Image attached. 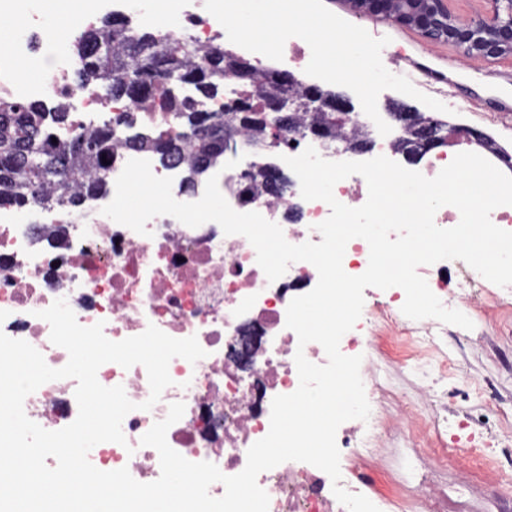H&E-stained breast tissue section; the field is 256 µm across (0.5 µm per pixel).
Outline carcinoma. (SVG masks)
<instances>
[{"label":"carcinoma","mask_w":512,"mask_h":512,"mask_svg":"<svg viewBox=\"0 0 512 512\" xmlns=\"http://www.w3.org/2000/svg\"><path fill=\"white\" fill-rule=\"evenodd\" d=\"M80 57L78 85L95 87L113 98L132 101L150 99L174 112L179 126L197 122L198 98H210L223 86L226 51H200L190 39L165 50L157 49L152 33L140 32L104 18L77 39ZM45 109L33 103L15 105L0 98V195L13 201L47 198L61 204L81 202L83 189L99 188L94 163L111 155L112 136L125 127V143L152 150L161 162L187 153L188 168L183 185L197 186L201 175L224 158V130L206 128L192 139L179 132L177 138L163 133L130 132L133 121L119 117L104 128L74 135L69 143L56 144L44 135Z\"/></svg>","instance_id":"carcinoma-1"}]
</instances>
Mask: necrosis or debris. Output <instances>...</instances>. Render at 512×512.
Listing matches in <instances>:
<instances>
[{
  "mask_svg": "<svg viewBox=\"0 0 512 512\" xmlns=\"http://www.w3.org/2000/svg\"><path fill=\"white\" fill-rule=\"evenodd\" d=\"M103 16L149 29L164 46L185 37L203 49L224 41V28L202 12L200 0H170L162 14L152 12L144 0H81L78 14L67 22V36ZM0 23L13 30L0 47V96L38 102L50 111L65 110L68 125L50 127V137L66 141L76 131L100 128L123 115L133 116L140 126L178 132L173 113L75 85L71 73L79 60L66 51V36L46 24L44 9L35 0H0ZM131 159L149 160L154 175L172 178L176 200L202 197L203 188L183 187V165L163 167L154 152L116 142L111 165L96 172L99 188L85 193L80 206L35 200L23 206L0 205V331L30 343L55 369L65 366L69 356L51 343L50 326L38 313L61 298L80 325L102 324L112 341L142 334L151 325L174 338L197 337L205 357L194 364L173 358L168 367L172 384L147 411L140 407L150 396L142 365L126 369L109 362L98 369L100 384L123 386L138 408L122 422L125 444H97L88 458L97 469L125 467L137 481H155L161 473L159 454L140 440L167 416L170 404L181 402L185 412L167 432L170 447L189 461H209L225 475L238 474L250 446L269 431L273 398L293 393L299 385L296 352L318 365L327 362L319 343L299 346L296 333L286 326L290 301L315 287L318 272L311 263L299 261L278 280L268 281L248 239L224 234L214 222L191 228L173 217L157 216L148 222L145 236L116 223L102 209L113 200L115 181ZM219 189L234 210L256 211L277 223L288 242H321L316 226L331 213L327 203L304 200L298 193L276 198L263 192L244 202L234 173L225 174ZM293 205L298 208L294 219L289 216ZM417 272L445 307L467 315L482 307L486 297L501 301L512 296L511 288L489 287L460 260L422 265ZM404 301L398 287L372 295L340 341L344 355L373 353L362 375L370 416L346 421L337 430L340 484L355 494L372 490L377 506L386 502L404 512H446L433 472L449 460L470 456L471 448L449 436L447 422L429 424L424 409L436 399L430 386H420L419 403L403 410L395 426L407 447L427 455L430 472L406 481L386 470L376 452L383 428L382 367L426 366L448 359L451 325L406 317L401 311ZM246 324L260 330L262 342L251 366L243 369L232 351ZM76 387L71 378L45 383L26 398V415L49 431L66 427L78 415ZM257 481L269 496V512H346L329 476L311 464L287 461L260 473Z\"/></svg>",
  "mask_w": 512,
  "mask_h": 512,
  "instance_id": "necrosis-or-debris-1",
  "label": "necrosis or debris"
}]
</instances>
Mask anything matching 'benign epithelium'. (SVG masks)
Returning <instances> with one entry per match:
<instances>
[{"label": "benign epithelium", "mask_w": 512, "mask_h": 512, "mask_svg": "<svg viewBox=\"0 0 512 512\" xmlns=\"http://www.w3.org/2000/svg\"><path fill=\"white\" fill-rule=\"evenodd\" d=\"M492 3L493 11L489 18L471 19L451 12L448 0H348L351 9L359 14L382 16L417 30L432 42L454 43L469 58L511 57L512 0H492ZM224 79L232 84L247 81L251 97L262 105V111L269 113L265 124L269 128L270 140L255 141L254 149L257 151L270 152L284 140L299 143L311 139L325 143L331 138L320 121L326 112L332 114L338 130L365 126L348 94L308 83L291 71L278 70L270 81L257 83L237 62L225 69ZM303 109L309 111V122L304 126L296 120ZM224 110L234 114V121L224 124V153L235 156L242 151V117L252 108L249 101L237 97L225 102ZM388 116L396 131L391 141L392 152L409 165L418 164L439 148L467 144L480 154L494 156L512 171V153L482 130L445 121L437 125L428 121L423 112L396 104L388 107ZM336 142L341 144L336 152L355 161L362 160L374 147L369 131L355 138L338 137ZM245 174L260 177L268 193L276 196L283 195L291 186V177L276 164L255 170L248 168ZM258 340L257 336L248 335L239 338L237 356L240 362H251Z\"/></svg>", "instance_id": "benign-epithelium-1"}]
</instances>
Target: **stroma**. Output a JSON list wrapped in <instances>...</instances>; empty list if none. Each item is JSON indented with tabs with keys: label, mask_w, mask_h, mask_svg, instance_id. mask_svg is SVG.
I'll return each instance as SVG.
<instances>
[{
	"label": "stroma",
	"mask_w": 512,
	"mask_h": 512,
	"mask_svg": "<svg viewBox=\"0 0 512 512\" xmlns=\"http://www.w3.org/2000/svg\"><path fill=\"white\" fill-rule=\"evenodd\" d=\"M344 20L366 29L373 37H389L381 53L391 73L407 75L420 92L453 104L452 123L474 127L493 136L512 152V56L469 60L452 44L427 42L416 30L375 16L350 12L343 0H324ZM473 329L462 344L448 346V374L436 365L386 367L383 386L416 401L423 380L435 382L448 405L452 421L483 415L481 425L461 431V438L484 443L483 461L450 465L439 477L448 495V512H512V485L494 482L493 474L512 455V299L488 302L478 310ZM493 383L504 416L484 415L487 399L482 387Z\"/></svg>",
	"instance_id": "1"
}]
</instances>
